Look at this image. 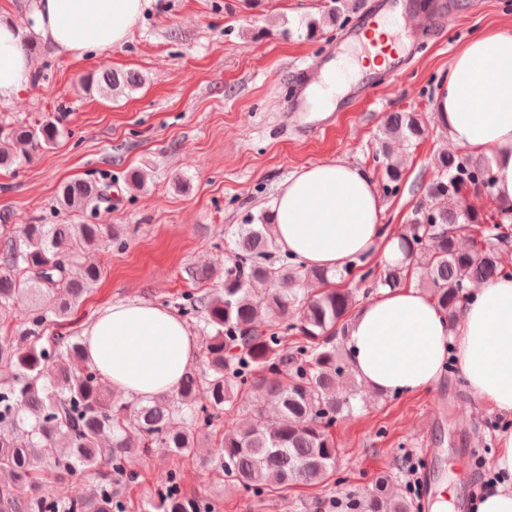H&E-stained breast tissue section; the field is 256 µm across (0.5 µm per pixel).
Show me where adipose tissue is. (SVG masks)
Returning a JSON list of instances; mask_svg holds the SVG:
<instances>
[{"label": "adipose tissue", "mask_w": 512, "mask_h": 512, "mask_svg": "<svg viewBox=\"0 0 512 512\" xmlns=\"http://www.w3.org/2000/svg\"><path fill=\"white\" fill-rule=\"evenodd\" d=\"M147 0H37L31 29L58 53L123 45ZM35 65L23 32L0 22V104L30 85ZM453 145L490 155L497 192L512 201V28L468 41L436 92ZM381 198L362 168L340 160L301 168L273 202L279 245L307 265L336 270L355 257L400 259L396 237L380 222ZM87 359L113 389L131 399L173 392L191 367L197 344L185 322L148 302H118L83 329ZM351 367L368 387L410 393L430 386L454 361L472 392L512 414V278L474 289L460 318L449 322L415 287L383 289L363 305L345 336ZM491 477L471 512H512V430L497 437Z\"/></svg>", "instance_id": "obj_1"}]
</instances>
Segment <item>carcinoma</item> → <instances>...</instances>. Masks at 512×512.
Here are the masks:
<instances>
[{
	"instance_id": "carcinoma-1",
	"label": "carcinoma",
	"mask_w": 512,
	"mask_h": 512,
	"mask_svg": "<svg viewBox=\"0 0 512 512\" xmlns=\"http://www.w3.org/2000/svg\"><path fill=\"white\" fill-rule=\"evenodd\" d=\"M135 71L103 70L79 77L82 90L111 97L138 88ZM63 133L60 118L0 127V167L31 161ZM418 112H392L383 121L386 139L411 144L424 136ZM383 190L396 193L401 164L387 146L375 154ZM435 178L425 184L410 223L398 233L403 260L370 266L359 257L340 273L307 267L281 253L273 225L240 224L224 280L191 288L174 307L202 325L204 371L188 370L173 394L140 402L116 394L84 357L80 335L65 321L101 279L94 259L119 243L110 224H10L0 215V308L23 306L19 324L0 332V512H127L125 486L132 463L151 448L179 458L196 452L215 433L201 458L216 478L257 498L293 485L325 486L336 470L330 428L353 410L356 389L336 394L352 377L343 337L356 293L336 285L353 269L370 288H400L413 275L450 319H457L471 288L512 277L485 235L467 246L457 231L476 224L497 230L512 214L498 203L486 209L458 204L467 190L495 196L491 160L439 150ZM61 207L97 214L112 208V180L73 179L58 189ZM267 290L255 302L257 286ZM271 324L261 326L262 312ZM205 390L207 403L197 402ZM270 401L278 415L268 425L252 397ZM247 413L245 422L237 417ZM82 475L85 495L52 499L41 493L49 476ZM381 477L348 512H412V502ZM161 512H213L205 495L186 489L172 465L157 486Z\"/></svg>"
}]
</instances>
